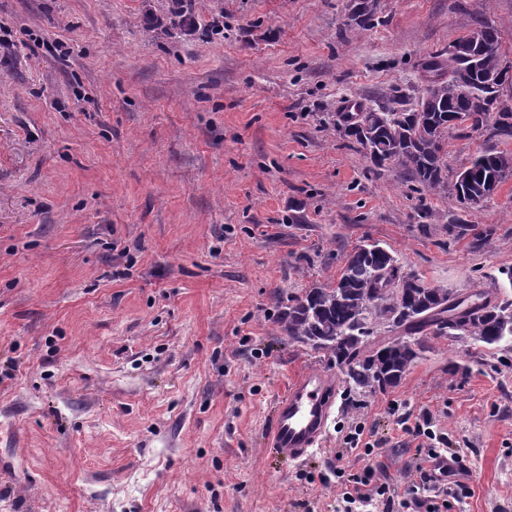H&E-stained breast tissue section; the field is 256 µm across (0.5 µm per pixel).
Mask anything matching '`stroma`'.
<instances>
[{"mask_svg": "<svg viewBox=\"0 0 512 512\" xmlns=\"http://www.w3.org/2000/svg\"><path fill=\"white\" fill-rule=\"evenodd\" d=\"M353 5L193 0L186 32L172 0H0V512H341L318 474L405 497L425 417L466 464L453 512H512V352L428 334L362 393L274 324L367 243L457 294L512 268V175L471 209L336 129L350 100L409 108L471 19L512 64V0H376L365 29ZM489 150L512 138L449 130V172ZM302 370L336 378V414L277 459ZM358 425L378 454L347 448Z\"/></svg>", "mask_w": 512, "mask_h": 512, "instance_id": "1", "label": "stroma"}]
</instances>
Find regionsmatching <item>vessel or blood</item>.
Returning a JSON list of instances; mask_svg holds the SVG:
<instances>
[{
    "instance_id": "1",
    "label": "vessel or blood",
    "mask_w": 512,
    "mask_h": 512,
    "mask_svg": "<svg viewBox=\"0 0 512 512\" xmlns=\"http://www.w3.org/2000/svg\"><path fill=\"white\" fill-rule=\"evenodd\" d=\"M337 391L336 380L325 373L297 374L276 406L268 433L273 454L299 460L318 447L335 413Z\"/></svg>"
}]
</instances>
